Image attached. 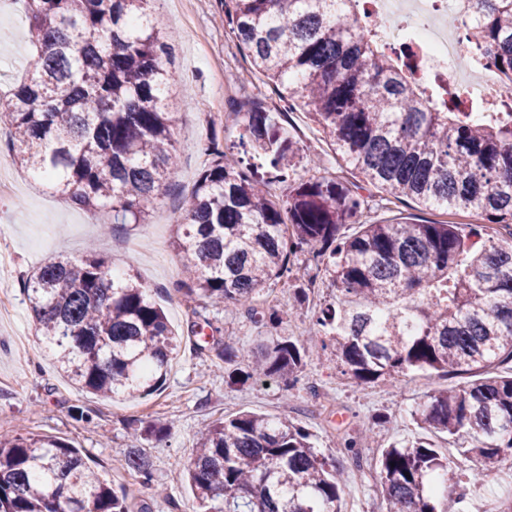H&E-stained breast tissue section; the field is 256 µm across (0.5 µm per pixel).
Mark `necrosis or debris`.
I'll return each mask as SVG.
<instances>
[{
  "instance_id": "necrosis-or-debris-1",
  "label": "necrosis or debris",
  "mask_w": 512,
  "mask_h": 512,
  "mask_svg": "<svg viewBox=\"0 0 512 512\" xmlns=\"http://www.w3.org/2000/svg\"><path fill=\"white\" fill-rule=\"evenodd\" d=\"M369 10L380 19L372 31L377 41L397 50L411 48L425 77H441L463 98L489 106L498 102L500 85L493 69L461 62L470 51L461 36L462 26L471 22L464 0H370ZM452 16L457 19L453 28L448 25Z\"/></svg>"
}]
</instances>
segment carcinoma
I'll return each mask as SVG.
<instances>
[{"mask_svg":"<svg viewBox=\"0 0 512 512\" xmlns=\"http://www.w3.org/2000/svg\"><path fill=\"white\" fill-rule=\"evenodd\" d=\"M36 49L31 76L0 96V122L20 164L63 196L106 210L113 224H144L173 182L171 34L151 0H26ZM481 14L476 49L499 77L498 111L470 118L443 85L425 98L411 67L354 28L359 0H224V22L270 79L280 101L322 127L349 166L387 192L376 208L410 199L469 210L508 229L496 242L456 224L390 223L352 190L311 174L294 178L298 148L271 113L237 104L243 136L268 178L226 161L217 144L183 202L175 249L191 300L251 306L289 272L288 242L328 250L335 301L313 329L359 384L412 371L470 375L430 389L414 420L477 459L479 487L512 467V0H467ZM288 183L282 206L270 191ZM361 230L345 236L341 228ZM38 330L58 367L88 393L142 396L165 381L179 346L150 290L115 262L59 257L24 281ZM258 376L296 377L310 348L273 338L259 346ZM509 365L506 376L478 377ZM129 468L148 475L138 448ZM448 457L419 439L379 455L382 512H447L465 493L448 483ZM188 483L203 512H340L336 462L288 419L241 413L198 438ZM0 512H128L126 497L68 442L32 433L0 438Z\"/></svg>","mask_w":512,"mask_h":512,"instance_id":"cac0c4a2","label":"carcinoma"}]
</instances>
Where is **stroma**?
I'll return each mask as SVG.
<instances>
[{
	"label": "stroma",
	"mask_w": 512,
	"mask_h": 512,
	"mask_svg": "<svg viewBox=\"0 0 512 512\" xmlns=\"http://www.w3.org/2000/svg\"><path fill=\"white\" fill-rule=\"evenodd\" d=\"M151 9L174 36L168 69L176 114L170 162L177 178L148 223L111 224L106 212L79 208L35 183L32 173L14 162L8 128L0 124V253L7 256L0 262V433L33 432L72 443L116 491L126 493L130 512H197L182 478L197 434L208 423L246 411L285 417L308 430L316 448L347 469L343 499L355 503L358 512H380L377 459L393 442L428 436L448 457L449 481L471 475L475 459L459 454L446 435L424 434L411 416L423 395L449 385V378L416 371L394 383L381 379L359 385L330 347L307 361L294 385L274 376L233 385L223 364L203 349L193 327L194 303L174 287L180 266L172 236L182 218V198L205 166V145L216 141L227 148L228 162L240 160L229 149L239 132L233 110L238 99H258L270 110L299 149L298 168L318 160L320 175L357 184V197L371 206L382 191L354 173L306 112L284 110L274 84L255 70L224 24L222 0H153ZM33 54L23 0L7 5L0 0L1 95L31 69ZM392 215L402 222H448L465 234L477 228L490 235L499 231L472 212L431 210L409 199L394 206ZM88 255L116 260L150 286L181 340L163 386L149 395L99 398L81 391L58 371L37 331L22 282L57 257ZM291 261L292 274L260 292L253 309L230 303L205 309L217 329L216 340L249 349L273 337L295 341L306 336L314 312L334 301L336 292L331 278L316 267L312 248L297 250ZM301 287L307 290L302 302L296 298ZM273 312L278 315L274 321L269 318ZM77 406L88 411L89 421L74 419ZM155 423L167 425V433L144 436L145 427ZM134 443L152 462L150 485L124 465V454ZM509 500L512 472L506 470L493 483L468 488L464 500L449 499L448 512H496Z\"/></svg>",
	"instance_id": "35a3bbf8"
}]
</instances>
